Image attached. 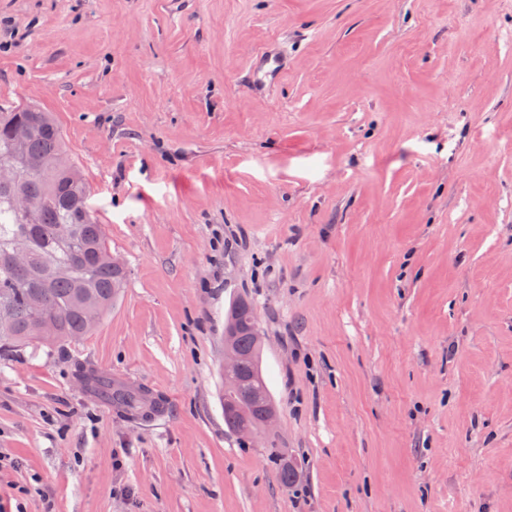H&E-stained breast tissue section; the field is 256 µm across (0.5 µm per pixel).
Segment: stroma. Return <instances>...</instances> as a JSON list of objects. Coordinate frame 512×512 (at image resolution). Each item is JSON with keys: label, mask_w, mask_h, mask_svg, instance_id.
<instances>
[{"label": "stroma", "mask_w": 512, "mask_h": 512, "mask_svg": "<svg viewBox=\"0 0 512 512\" xmlns=\"http://www.w3.org/2000/svg\"><path fill=\"white\" fill-rule=\"evenodd\" d=\"M30 102L127 281L0 351V512H512V0H0V109ZM240 298L279 410L251 441ZM237 306L232 309L224 323V392L225 394H237L242 393L246 390L244 382L240 378V374L249 379L255 373H258L261 381L262 388L268 392V388L261 374L259 368V355L254 354L252 350V344L257 345L258 348L262 344V331L258 323L257 317L255 316L252 321V325L249 329V336L246 332L240 336V331L235 319V310ZM242 349L249 355L250 360H246L243 368L240 371L244 355L238 344ZM240 372V374H239ZM78 375L87 390L112 401L114 408L135 420L148 422L164 411L163 403L149 390L117 386L115 381L93 369L79 370ZM253 394L258 395L262 398L263 402V416H262V427L260 429L253 428L248 422L243 421L239 424V420L243 414L249 416L252 420H257L261 415V407L259 404H242L241 407H230L226 409L224 402V423L230 429L236 433L254 439L263 431L271 430L277 419H278V408L276 402L272 397L265 394L263 391L255 390ZM237 424V425H236ZM234 428V429H233Z\"/></svg>", "instance_id": "stroma-1"}]
</instances>
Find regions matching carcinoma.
<instances>
[{
	"mask_svg": "<svg viewBox=\"0 0 512 512\" xmlns=\"http://www.w3.org/2000/svg\"><path fill=\"white\" fill-rule=\"evenodd\" d=\"M65 153L50 113L39 107L0 110V165L21 170L17 183L0 188V348L63 344L87 335L125 284V269L97 263L96 254L109 249L106 231L88 205L89 189L78 166H57V156ZM19 197L40 204L34 219L16 208ZM61 226L72 228L70 239L58 235ZM18 246L30 254L23 268L12 262ZM45 320L56 323L57 335L37 334ZM239 343L249 355L240 374L249 379L261 373L259 355L247 333ZM79 378L87 390L135 420L148 422L164 411L163 403L144 388L117 385L93 369L80 370ZM244 415L258 419L260 405L230 407L224 410V423L232 429ZM270 458L281 483L289 484L294 470L288 457L272 448Z\"/></svg>",
	"mask_w": 512,
	"mask_h": 512,
	"instance_id": "1",
	"label": "carcinoma"
}]
</instances>
